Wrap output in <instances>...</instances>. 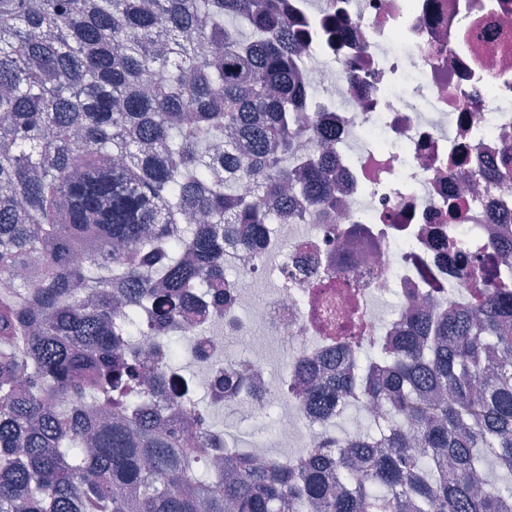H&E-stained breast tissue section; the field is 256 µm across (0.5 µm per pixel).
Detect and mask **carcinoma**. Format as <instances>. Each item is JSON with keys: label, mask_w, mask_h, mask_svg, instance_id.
Returning a JSON list of instances; mask_svg holds the SVG:
<instances>
[{"label": "carcinoma", "mask_w": 512, "mask_h": 512, "mask_svg": "<svg viewBox=\"0 0 512 512\" xmlns=\"http://www.w3.org/2000/svg\"><path fill=\"white\" fill-rule=\"evenodd\" d=\"M343 7L287 0H0V512H512V279L469 275L464 308L410 304L395 336L293 364L320 433L280 457L224 438L250 404L238 358L186 389L178 341L224 327L266 224H314L333 146L299 66ZM160 71L163 79L147 82ZM153 339L159 367L140 341ZM362 431L328 425L352 403Z\"/></svg>", "instance_id": "obj_1"}]
</instances>
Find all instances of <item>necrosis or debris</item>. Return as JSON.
I'll list each match as a JSON object with an SVG mask.
<instances>
[{
    "label": "necrosis or debris",
    "mask_w": 512,
    "mask_h": 512,
    "mask_svg": "<svg viewBox=\"0 0 512 512\" xmlns=\"http://www.w3.org/2000/svg\"><path fill=\"white\" fill-rule=\"evenodd\" d=\"M349 15L345 47L321 43L304 54L302 82L317 113L318 130L336 137L335 200L329 221L276 225L267 241L277 270L296 274L248 317L243 290L232 289L221 335L206 336L207 352L226 338L241 351L251 397L267 400L271 384L264 359L251 355L253 323L293 346L294 357H319L299 276L297 244L319 258H334L353 289L333 302L356 308L367 332L392 336L400 314L381 315L376 302L426 298L435 305L467 299L462 264L483 269L494 248L512 243V0H342ZM478 192L468 186L478 175ZM477 183V182H476ZM457 203L461 219L448 218ZM363 225L367 245L343 235ZM457 241L465 256L448 255Z\"/></svg>",
    "instance_id": "obj_1"
}]
</instances>
